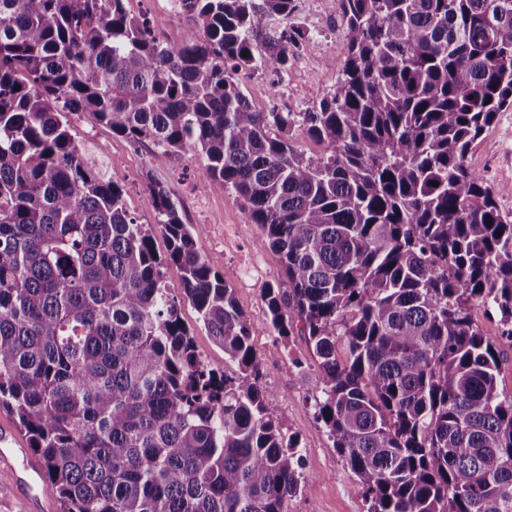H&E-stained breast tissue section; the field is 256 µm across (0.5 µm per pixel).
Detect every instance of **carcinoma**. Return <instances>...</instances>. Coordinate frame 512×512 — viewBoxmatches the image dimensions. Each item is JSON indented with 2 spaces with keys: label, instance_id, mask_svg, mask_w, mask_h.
<instances>
[{
  "label": "carcinoma",
  "instance_id": "obj_1",
  "mask_svg": "<svg viewBox=\"0 0 512 512\" xmlns=\"http://www.w3.org/2000/svg\"><path fill=\"white\" fill-rule=\"evenodd\" d=\"M171 3L190 25L174 46L124 0H0V406L46 487L63 512H283L303 482L234 289L161 185L139 224L84 160L66 114L90 112L197 152L199 186L261 227L287 278L269 323L308 339L367 512H512L502 343L470 313L512 339V216L467 165L512 108V0H338L348 51L307 112H257L238 80L277 89L314 43L295 0ZM168 262L234 373L198 353Z\"/></svg>",
  "mask_w": 512,
  "mask_h": 512
}]
</instances>
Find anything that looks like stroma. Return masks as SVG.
Wrapping results in <instances>:
<instances>
[{
	"label": "stroma",
	"instance_id": "obj_1",
	"mask_svg": "<svg viewBox=\"0 0 512 512\" xmlns=\"http://www.w3.org/2000/svg\"><path fill=\"white\" fill-rule=\"evenodd\" d=\"M296 5L298 18L315 33V43L292 59L280 93H273L264 74L242 78L241 88L257 111L304 112L336 85L335 63L344 57L348 45L337 0H297ZM125 7L130 16L148 18L153 32L165 34L167 44L182 42L187 20L174 11L171 0H125ZM68 120L81 148L97 159L106 175L123 185L126 206L138 223L156 221L151 184L160 183L180 202L184 222L195 229L198 251L213 261L233 288L251 328L263 370L262 386L277 395L283 429L298 439L301 448L304 487L285 501L284 512H366L354 474L315 416V401L321 392L307 343L298 335L280 340L270 328L264 294L270 284L282 281V267L275 252L259 246L260 230L247 222L235 193L220 181L198 189L201 161L195 152L177 158L132 144L112 135L88 112L71 114ZM468 164L497 191L502 212L512 213V109L500 113L477 140ZM180 312L198 352L210 366L233 372L234 364L225 361L223 350L208 335L195 308L185 301Z\"/></svg>",
	"mask_w": 512,
	"mask_h": 512
}]
</instances>
